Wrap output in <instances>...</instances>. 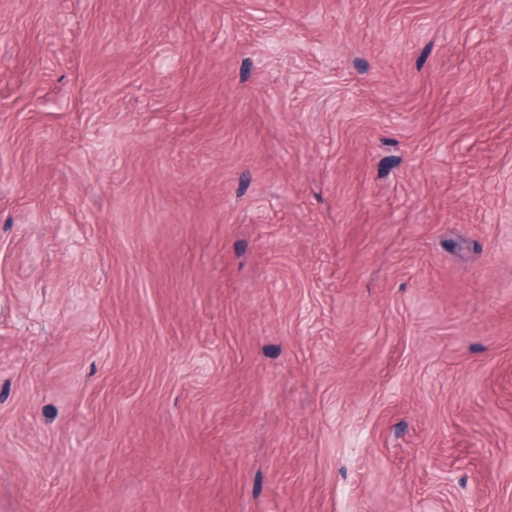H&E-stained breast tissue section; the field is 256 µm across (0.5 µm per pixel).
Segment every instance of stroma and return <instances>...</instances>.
<instances>
[{"label": "stroma", "instance_id": "stroma-1", "mask_svg": "<svg viewBox=\"0 0 512 512\" xmlns=\"http://www.w3.org/2000/svg\"><path fill=\"white\" fill-rule=\"evenodd\" d=\"M0 512H512V0H0Z\"/></svg>", "mask_w": 512, "mask_h": 512}]
</instances>
